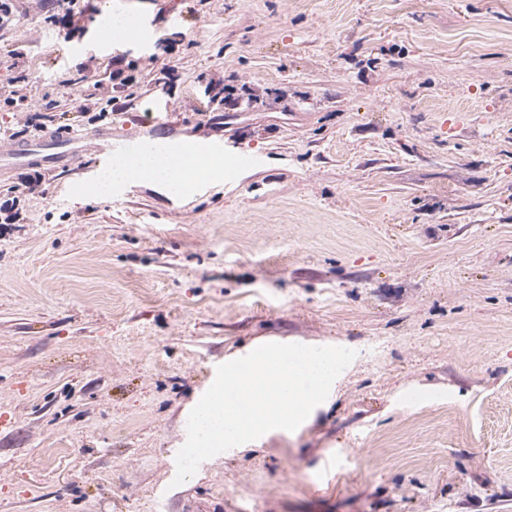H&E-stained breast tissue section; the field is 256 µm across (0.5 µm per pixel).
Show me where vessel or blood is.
Instances as JSON below:
<instances>
[{"label":"vessel or blood","instance_id":"vessel-or-blood-1","mask_svg":"<svg viewBox=\"0 0 512 512\" xmlns=\"http://www.w3.org/2000/svg\"><path fill=\"white\" fill-rule=\"evenodd\" d=\"M123 136L113 134L111 127L81 131L77 127L57 128L35 135L20 136L0 143V176L17 167H32L49 172L67 171L86 155L104 159L124 148ZM174 154L192 151L219 157L224 170L236 165V157L219 145L173 144Z\"/></svg>","mask_w":512,"mask_h":512}]
</instances>
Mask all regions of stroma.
I'll return each instance as SVG.
<instances>
[{
    "label": "stroma",
    "instance_id": "stroma-1",
    "mask_svg": "<svg viewBox=\"0 0 512 512\" xmlns=\"http://www.w3.org/2000/svg\"><path fill=\"white\" fill-rule=\"evenodd\" d=\"M79 4L73 39L34 0L0 31V142L112 96L128 149L261 164L0 179L28 216L0 224V512H512V0ZM122 12L144 38L101 40ZM265 343L357 356L295 431L174 485L217 366ZM172 150L175 155H182L187 151H193L199 155H209V156H218L223 161V173L216 174H201L198 178L197 185L200 188H205L208 183L213 180L229 178L227 177L229 172L233 166H235L238 162H240L233 154L224 149V146L219 145H197V144H189V143H176L172 144ZM152 185L168 187L175 184L182 188L195 181L196 174L186 170L177 157L170 154L139 152L113 158L112 164L102 174L95 194H106L112 182L136 176Z\"/></svg>",
    "mask_w": 512,
    "mask_h": 512
}]
</instances>
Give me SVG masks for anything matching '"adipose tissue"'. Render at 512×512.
<instances>
[{"instance_id": "1", "label": "adipose tissue", "mask_w": 512, "mask_h": 512, "mask_svg": "<svg viewBox=\"0 0 512 512\" xmlns=\"http://www.w3.org/2000/svg\"><path fill=\"white\" fill-rule=\"evenodd\" d=\"M152 185L168 187L189 186L195 176L186 170L177 158L170 154L139 152L113 158L105 170L97 188L98 194H106L113 182L131 177Z\"/></svg>"}]
</instances>
